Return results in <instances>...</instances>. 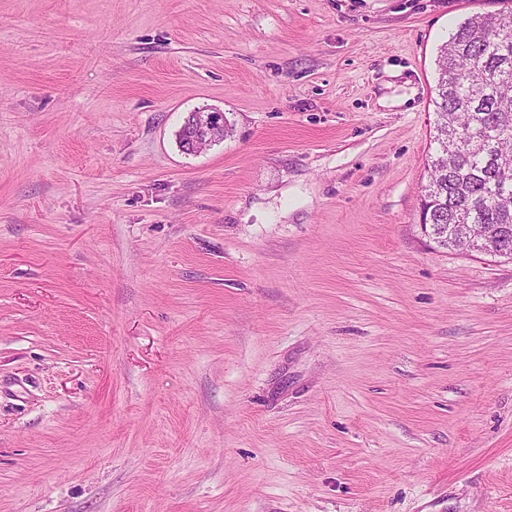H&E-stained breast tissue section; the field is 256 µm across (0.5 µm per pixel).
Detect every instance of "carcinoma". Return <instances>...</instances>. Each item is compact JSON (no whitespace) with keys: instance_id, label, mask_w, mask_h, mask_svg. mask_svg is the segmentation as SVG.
Here are the masks:
<instances>
[{"instance_id":"obj_1","label":"carcinoma","mask_w":512,"mask_h":512,"mask_svg":"<svg viewBox=\"0 0 512 512\" xmlns=\"http://www.w3.org/2000/svg\"><path fill=\"white\" fill-rule=\"evenodd\" d=\"M437 68V149L420 210L448 249L470 224L512 225V7L460 22Z\"/></svg>"}]
</instances>
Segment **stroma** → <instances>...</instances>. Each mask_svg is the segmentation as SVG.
<instances>
[{
	"label": "stroma",
	"instance_id": "1",
	"mask_svg": "<svg viewBox=\"0 0 512 512\" xmlns=\"http://www.w3.org/2000/svg\"><path fill=\"white\" fill-rule=\"evenodd\" d=\"M500 7L0 0V512H512V262L418 228ZM196 112L199 113L195 119V125L194 114H189L183 124V130H189V128L194 125L190 128V132L185 140L187 141L185 148L188 153H197L201 148L206 147L218 139L216 138L217 135L224 137V130L227 128L224 112L217 110Z\"/></svg>",
	"mask_w": 512,
	"mask_h": 512
}]
</instances>
